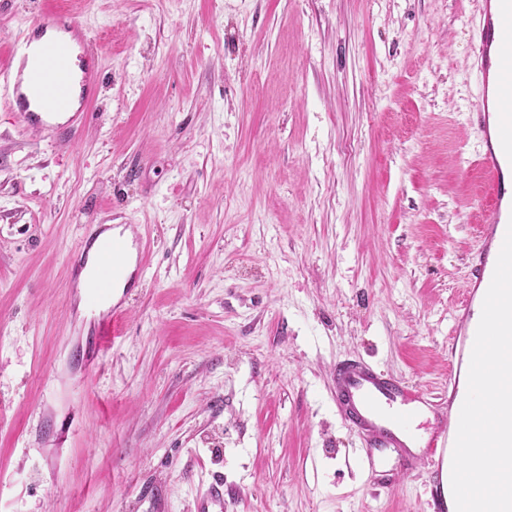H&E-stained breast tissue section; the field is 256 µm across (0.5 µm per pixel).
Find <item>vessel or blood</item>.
<instances>
[{
	"label": "vessel or blood",
	"mask_w": 512,
	"mask_h": 512,
	"mask_svg": "<svg viewBox=\"0 0 512 512\" xmlns=\"http://www.w3.org/2000/svg\"><path fill=\"white\" fill-rule=\"evenodd\" d=\"M66 29L67 42L47 39L57 28ZM475 38L477 66L482 75L476 121L480 128H497L500 139L486 143L480 166L494 194L483 209L485 245L474 257V284L489 287L494 267L490 251L500 250L508 224L512 223V201H506L505 170H512V0H482V22ZM19 64L0 72V91L20 120L47 133H73L79 128L88 107L95 100L101 83L98 69L84 71L80 93H73L70 58L73 52L93 56L91 36L74 17L55 12L35 19L18 39ZM102 249L89 285L91 305L102 307L98 320L95 350L104 353L108 336L120 335L124 312L120 305H107L115 281L122 272L124 246L120 241L101 242ZM461 345L451 351L449 389H457L461 372L467 371L477 327L470 312L461 317ZM336 404L345 420L361 436L358 457L374 466L385 457L393 469H411L416 441L410 436L412 424L428 409L429 402L402 379L378 372L360 361L338 362L333 371ZM459 409H449L436 427L429 443L428 458L434 476L450 466L459 425ZM193 512H224V476L216 473L204 482L193 500Z\"/></svg>",
	"instance_id": "b4317fda"
}]
</instances>
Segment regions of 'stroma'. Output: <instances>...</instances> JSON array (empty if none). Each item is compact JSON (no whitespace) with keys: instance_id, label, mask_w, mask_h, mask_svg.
Segmentation results:
<instances>
[{"instance_id":"stroma-1","label":"stroma","mask_w":512,"mask_h":512,"mask_svg":"<svg viewBox=\"0 0 512 512\" xmlns=\"http://www.w3.org/2000/svg\"><path fill=\"white\" fill-rule=\"evenodd\" d=\"M72 12L103 86L65 146L0 97V512H434L425 459L365 471L357 358L448 410L492 191L479 0H0V69ZM145 253L100 369L73 253ZM102 232H103V230L101 229V227L98 224L84 225V232L80 238L79 244L74 253L76 260H78L79 263L82 262L83 265L86 263L91 245L93 244V242L98 240V238ZM111 237H112V230L107 232L101 239H99L97 242L94 243V245L90 251L87 267L85 270H83L81 272V275H80V281H81L80 287L81 288H84L83 286L85 285V282H86L87 270H88L89 265L93 262V260L96 256L99 242L103 239H108ZM193 512H224V474L215 473L204 482L193 500Z\"/></svg>"}]
</instances>
